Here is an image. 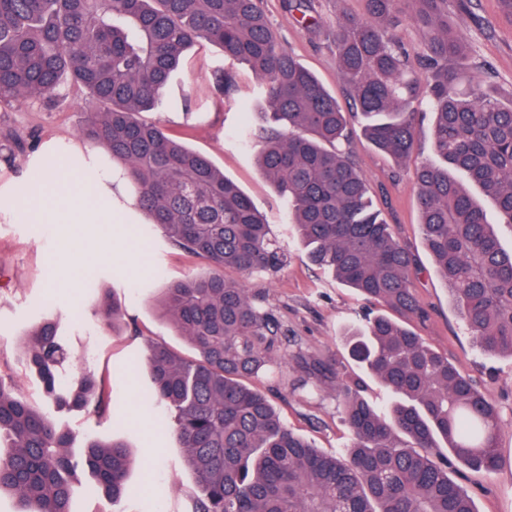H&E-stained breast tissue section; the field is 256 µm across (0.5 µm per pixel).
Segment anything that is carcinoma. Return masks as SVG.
Instances as JSON below:
<instances>
[{
    "instance_id": "cac0c4a2",
    "label": "carcinoma",
    "mask_w": 512,
    "mask_h": 512,
    "mask_svg": "<svg viewBox=\"0 0 512 512\" xmlns=\"http://www.w3.org/2000/svg\"><path fill=\"white\" fill-rule=\"evenodd\" d=\"M327 37L363 134L396 161L414 148L416 107L432 117L434 159L415 173L427 249L445 279L476 348L512 357V249L492 225L512 228V102L454 64L463 39L448 24V0H362ZM306 26H320L311 0H289ZM411 19L423 33L418 66L398 29ZM218 46L259 82L266 122L246 129L257 163L286 201L308 258L368 300L424 317L414 263L373 206L354 163L337 148L348 120L336 97L279 41L260 0H0V106L49 99L71 80L90 106L80 134L112 159L136 197V209L168 243L205 260L155 299L194 353L150 345L149 405H163L196 478L190 512H476L448 476V455L474 471L500 463L502 424L492 399L448 357L387 314L368 316L344 334L359 364L397 400L370 405L336 380L350 445L325 454L294 434L267 395L246 380L279 369L293 337L266 293L229 281L274 277L288 255L250 199L205 155L184 146L141 113L162 103L184 53ZM216 91L236 88L232 73H213ZM11 155L30 148L6 129ZM55 168L42 157L16 189L24 197ZM117 326V303L98 306ZM30 365L60 406L96 414L110 408L113 379H57L70 351L52 323L30 332ZM0 491L19 512H71L72 482L86 470L91 490L116 505L140 495L118 440L73 449L70 434L39 414L0 378Z\"/></svg>"
}]
</instances>
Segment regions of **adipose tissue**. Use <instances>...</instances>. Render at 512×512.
I'll return each instance as SVG.
<instances>
[{"instance_id":"adipose-tissue-1","label":"adipose tissue","mask_w":512,"mask_h":512,"mask_svg":"<svg viewBox=\"0 0 512 512\" xmlns=\"http://www.w3.org/2000/svg\"><path fill=\"white\" fill-rule=\"evenodd\" d=\"M43 152L56 157L57 169L23 200H15L10 192L1 195L0 210L29 224H98L111 229L112 202L120 179L111 166L103 164L101 151L75 140H58L45 143ZM78 174L87 183L82 194L68 187L70 179Z\"/></svg>"}]
</instances>
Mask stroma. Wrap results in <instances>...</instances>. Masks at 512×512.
Returning a JSON list of instances; mask_svg holds the SVG:
<instances>
[{
	"label": "stroma",
	"mask_w": 512,
	"mask_h": 512,
	"mask_svg": "<svg viewBox=\"0 0 512 512\" xmlns=\"http://www.w3.org/2000/svg\"><path fill=\"white\" fill-rule=\"evenodd\" d=\"M285 3L262 0L272 29L335 95L342 109L351 113L352 101L326 31L343 12H361L360 0H313L322 22L317 30L306 27L299 13L288 11ZM448 17L455 29L467 34L466 63L503 100L512 99V21L503 16L499 0H472L466 11L458 8L457 0H448ZM219 65L237 81L236 92L223 100L212 92V73ZM182 79V85L170 91L168 104L145 113L144 118L160 123L223 170L266 217L287 251L288 265L276 277L253 275L245 280L247 288L266 292L275 316L294 338L277 377L262 381L261 386L289 429L323 452L334 453L349 442L336 398L337 380L358 385L376 407H385L391 400L390 393L351 360L343 341L347 330L381 307L307 260L283 200L258 168L253 143L240 135L244 124L259 123L264 109L250 71L224 59L219 47L209 45L187 53ZM85 109L84 91L66 84L53 103L29 100L0 107V129L18 130L38 148L53 138H78ZM431 131L430 118H423L412 154L398 163L374 150L358 118L352 117L342 148L366 178L375 204L397 238L414 256V287L428 316L406 320V327L485 387L499 408L504 426L501 465L492 472H476L452 458L448 474L468 490L477 512H512V357H489L476 350L425 246L414 174L432 156ZM121 217L108 235L93 224H25L0 217V374L32 407L72 431L77 444L123 441L135 456L149 462L154 485L162 492L156 501H127L115 507L104 495H89V481L81 476L73 483L72 512H152L157 505L165 512H189L194 474L184 464V450L174 431L165 426L166 409L144 407L141 394L150 384L144 366L149 342H165L184 356L192 353L171 321L157 314L153 297L186 274L206 272L208 265L173 251L156 228L150 231V246L141 245L129 236L127 226L146 223V216L128 209ZM89 267L96 272L90 283L83 278ZM109 297L124 309L123 323L116 329L96 312L98 302ZM45 320L56 324L73 353L60 370L63 382L114 373L112 397L118 417L61 410L44 397L39 378L29 366L26 343L29 332ZM317 361L330 366L332 380L300 388L307 364Z\"/></svg>",
	"instance_id": "obj_1"
}]
</instances>
